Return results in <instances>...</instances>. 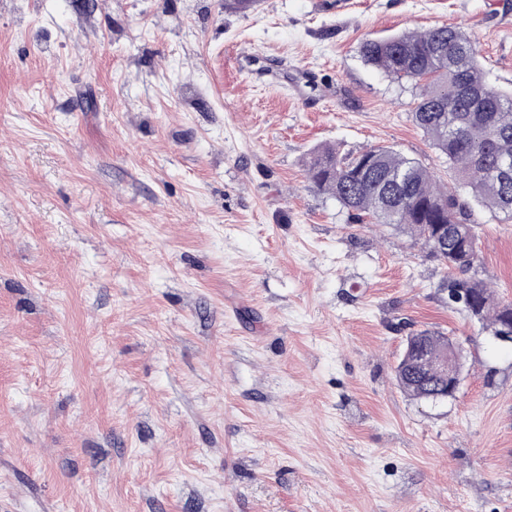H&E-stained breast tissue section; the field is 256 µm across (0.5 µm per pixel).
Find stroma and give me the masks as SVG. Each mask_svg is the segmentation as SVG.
I'll return each mask as SVG.
<instances>
[{
  "label": "stroma",
  "instance_id": "35a3bbf8",
  "mask_svg": "<svg viewBox=\"0 0 512 512\" xmlns=\"http://www.w3.org/2000/svg\"><path fill=\"white\" fill-rule=\"evenodd\" d=\"M443 24L512 88V0H0V512H512V350L304 170L384 145L470 201L359 55ZM401 321L454 399L396 386ZM450 336L428 329L407 336L404 340V356L394 367V379L398 388L408 397L419 402H429L432 394H447L448 384L457 392L461 384L462 365L455 348L441 355L453 345ZM422 354L439 356L437 363L448 375L441 377L438 369Z\"/></svg>",
  "mask_w": 512,
  "mask_h": 512
}]
</instances>
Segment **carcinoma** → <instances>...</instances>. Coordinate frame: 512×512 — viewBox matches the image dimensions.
<instances>
[{
	"instance_id": "cac0c4a2",
	"label": "carcinoma",
	"mask_w": 512,
	"mask_h": 512,
	"mask_svg": "<svg viewBox=\"0 0 512 512\" xmlns=\"http://www.w3.org/2000/svg\"><path fill=\"white\" fill-rule=\"evenodd\" d=\"M360 55L387 77L418 89L416 125L468 184L475 204L512 221V175L497 174L501 162H512V91L488 82L476 40L457 25H440L367 39ZM306 177L313 189L335 199L352 223L391 224L422 241L445 265L457 243H477L465 204L421 162L389 147L356 154L319 147L306 162ZM478 267L475 248L468 260L453 266L473 275H452L444 286L466 289L477 305L472 318L494 336L503 317L512 315V304L494 301L488 285L477 278ZM451 345L450 337L428 329L408 336L394 367L398 388L419 402L448 393V379L422 355L439 356Z\"/></svg>"
}]
</instances>
